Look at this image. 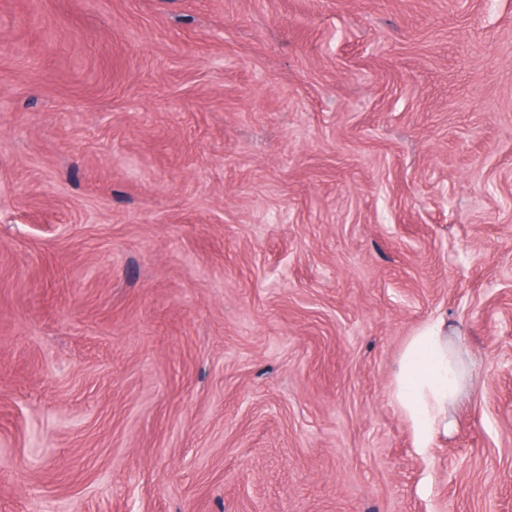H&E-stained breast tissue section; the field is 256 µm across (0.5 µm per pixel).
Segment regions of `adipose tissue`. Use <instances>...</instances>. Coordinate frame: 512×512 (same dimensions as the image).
Instances as JSON below:
<instances>
[{
  "mask_svg": "<svg viewBox=\"0 0 512 512\" xmlns=\"http://www.w3.org/2000/svg\"><path fill=\"white\" fill-rule=\"evenodd\" d=\"M458 389L447 322L439 317L411 337L391 390L393 402L412 427L415 448L425 450L447 434L448 405Z\"/></svg>",
  "mask_w": 512,
  "mask_h": 512,
  "instance_id": "obj_1",
  "label": "adipose tissue"
}]
</instances>
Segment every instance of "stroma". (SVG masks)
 Segmentation results:
<instances>
[{
  "label": "stroma",
  "mask_w": 512,
  "mask_h": 512,
  "mask_svg": "<svg viewBox=\"0 0 512 512\" xmlns=\"http://www.w3.org/2000/svg\"><path fill=\"white\" fill-rule=\"evenodd\" d=\"M508 353L512 0H0V512H512ZM458 389L447 322L438 317L411 337L390 393L412 427L415 448H431L438 437L448 435V404Z\"/></svg>",
  "instance_id": "35a3bbf8"
}]
</instances>
